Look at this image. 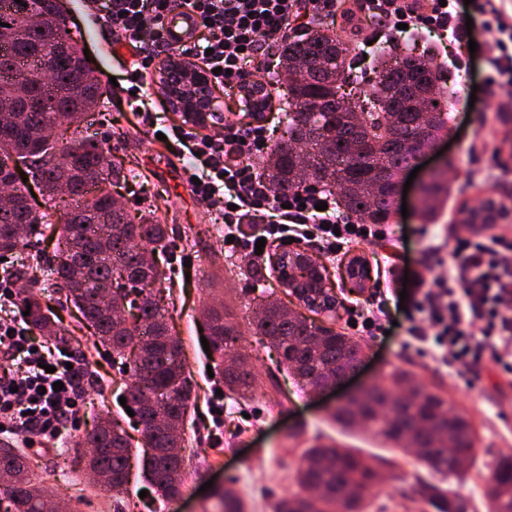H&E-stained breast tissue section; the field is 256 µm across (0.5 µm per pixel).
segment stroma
Masks as SVG:
<instances>
[{
	"mask_svg": "<svg viewBox=\"0 0 512 512\" xmlns=\"http://www.w3.org/2000/svg\"><path fill=\"white\" fill-rule=\"evenodd\" d=\"M66 6L70 34L80 48L88 50L90 64L107 97L106 110L89 116L88 131L108 139L116 160L137 173L136 178L118 187L119 204L134 220L144 210L156 209L166 226L167 251L161 258L166 278L160 290L171 315L172 332L184 347L186 371L193 385L192 410L180 450L185 464L184 485L179 496L166 501L143 478L146 450L141 427L137 417L129 416L119 402L127 390V375L103 347L95 345L89 330H77L75 308L61 309L60 320L74 331L67 345L86 363L87 403L77 425L66 429L57 450L27 451L24 478L38 483L61 512H214L213 492L224 487L245 497L251 512H273L274 504L295 487L303 448L320 437L337 440L367 456L389 459L370 512H422L424 505L416 489L429 474L414 456L388 448L381 439L360 430L345 431L334 424L329 413L345 389L310 393L278 366V355L266 339L255 335L250 323L262 303L284 296L273 267L282 246L268 244L263 261L254 266L243 254L225 247L221 211L192 194L174 150L157 138L158 133L169 132L185 121L181 113L167 108L158 91V66L149 68L144 90L146 103L157 115L156 124L149 127L129 112L124 93L110 82L111 77L121 74L111 32L90 23L85 0H66ZM459 11L473 21L471 37L476 51L460 47L452 32L434 26L425 29L429 42L405 44L401 32H387L384 21L359 12L355 0H336L333 30L364 54L360 63L363 70L374 68L373 39L390 34L398 53L429 55L440 63L454 117L451 132L445 137L446 148L441 154H428L427 169L418 171L406 192L405 209L392 213L391 224L404 236L398 248L376 241L325 258L339 306L334 317L323 315L319 321L336 331L348 332L349 309L366 306L373 292L389 284L401 288V280H386L391 251H399L400 266L430 272L434 258L427 245L432 236L444 238L459 229L461 203L476 206L489 194L512 200V88H499L486 80L485 59L495 35L486 30L483 15L465 5ZM442 163L447 166L451 193L438 204L435 219L428 220L416 209L419 187L428 168ZM352 255L365 257L371 267V282L358 295L349 293L341 277V265ZM213 308L226 314L241 332L236 348L248 356L255 376L251 397L216 395L224 386V364L221 358H209L200 334ZM389 312L394 327L389 335L366 337L363 363L348 387L378 380L399 366L465 410L474 423L477 440L472 457L463 463L466 479L456 491L470 499L472 512H484L482 488L489 469L496 459L512 454V385L486 370L480 386L471 389L464 377L451 369L425 365L409 344L411 310L393 305ZM219 399L224 402V421L217 425L210 411ZM113 419L119 421L134 445L129 492L119 509L111 492L100 488L86 470L89 450L81 442L98 421Z\"/></svg>",
	"mask_w": 512,
	"mask_h": 512,
	"instance_id": "35a3bbf8",
	"label": "stroma"
}]
</instances>
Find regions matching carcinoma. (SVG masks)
Listing matches in <instances>:
<instances>
[{
    "label": "carcinoma",
    "instance_id": "carcinoma-1",
    "mask_svg": "<svg viewBox=\"0 0 512 512\" xmlns=\"http://www.w3.org/2000/svg\"><path fill=\"white\" fill-rule=\"evenodd\" d=\"M351 49L335 33L318 27L282 49L283 64L303 65L293 81L286 107L288 138L278 141L265 164L277 194H291L311 183L325 182L344 211L365 224H387L393 202L386 186L413 157L410 144L420 136V113L430 114L429 134L448 129V113L433 104L442 74L425 56L393 59L387 47L374 58L378 82L358 109L338 95L339 83L355 77ZM105 91L81 50L70 42L66 19L53 0H0V184L13 185V204L0 215V258L23 249L34 236L56 239L52 271L55 285L79 310L97 341L123 359L135 354V381L126 401L143 425L150 484L165 498L184 482L181 430L189 409L191 387L185 375L180 340L171 333L167 311L154 290L162 272L153 252L164 248L166 227L148 211L137 223L115 205L110 188L132 176L110 159L106 142L83 132L91 112L105 103ZM371 114L358 125L356 112ZM66 158L58 166L51 153ZM27 181H22V178ZM42 202L29 203V184ZM445 173L421 192V209L448 198ZM27 320L40 336H64L49 300L28 294ZM126 305L137 310L127 329L114 318ZM276 349L279 364L305 386L327 382L363 356V344L290 312L281 302L264 306L253 323ZM213 349L237 340V327L214 311L209 315ZM161 398L153 406L137 398L141 384ZM224 386L246 393L254 386L247 360L224 370ZM341 427L359 424L393 448L410 449L430 472L420 495L434 512H468L459 497L448 499L447 485L463 478L459 454L471 453L475 429L469 415L448 405L436 391L417 386L409 371L395 368L359 396L341 401L331 412ZM98 483L121 504L129 484L130 440L116 423H105L88 440ZM25 456L16 448L0 453V486L9 490L5 512H55L40 486L17 479ZM381 475L353 448L316 444L304 449L296 473L298 490L276 503L274 512H366ZM486 512H512V456L497 460L485 481ZM219 512H246L245 500L225 491Z\"/></svg>",
    "mask_w": 512,
    "mask_h": 512
}]
</instances>
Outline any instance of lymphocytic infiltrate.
<instances>
[{"instance_id": "1", "label": "lymphocytic infiltrate", "mask_w": 512, "mask_h": 512, "mask_svg": "<svg viewBox=\"0 0 512 512\" xmlns=\"http://www.w3.org/2000/svg\"><path fill=\"white\" fill-rule=\"evenodd\" d=\"M96 24L118 32L132 59L130 110L142 100L146 70L155 57L180 52L195 57L212 85L234 94L252 77L274 72L273 63L288 37L303 30V17L331 14L335 0H90ZM390 24L425 21L447 27L449 11L417 10L414 0H364ZM496 34L487 70L500 86L512 85V20L494 0L479 5ZM193 14L198 33L175 45L165 35L168 13ZM181 158L205 172L191 190L201 201L224 207V224L265 219L268 238L318 243L329 256L348 245L396 242L393 225H362L338 215L330 192L301 189L276 195L254 159L265 156L269 137L263 125H225L220 139L197 138L185 128L172 132ZM447 273L415 277L411 304L419 324L412 327L421 356L451 369L489 368L512 382V237L483 226L455 234ZM85 365L64 345L50 346L21 319L0 321V435L31 447L59 439L65 423L76 422L84 401ZM62 390H54L55 382Z\"/></svg>"}]
</instances>
